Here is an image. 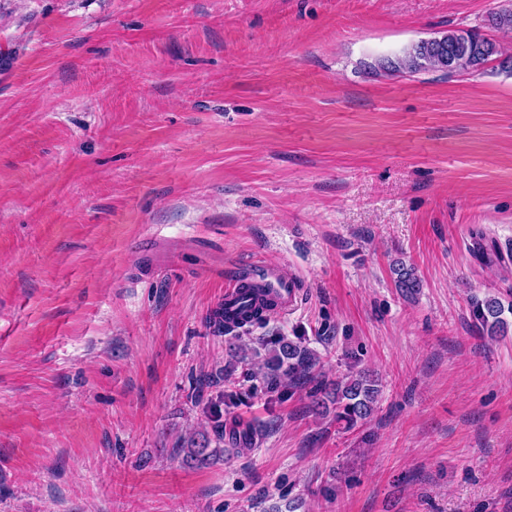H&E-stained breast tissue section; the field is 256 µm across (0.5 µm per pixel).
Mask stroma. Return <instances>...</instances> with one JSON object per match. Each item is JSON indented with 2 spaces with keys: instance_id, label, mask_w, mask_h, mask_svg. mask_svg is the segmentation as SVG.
Returning <instances> with one entry per match:
<instances>
[{
  "instance_id": "stroma-1",
  "label": "stroma",
  "mask_w": 512,
  "mask_h": 512,
  "mask_svg": "<svg viewBox=\"0 0 512 512\" xmlns=\"http://www.w3.org/2000/svg\"><path fill=\"white\" fill-rule=\"evenodd\" d=\"M511 3L0 0V512H512V75L376 67L457 29L512 56ZM256 255L296 306L213 334ZM279 335L311 381L264 383ZM361 371L366 422L310 412ZM217 420L255 445L171 459ZM473 313L490 335H495L498 331L504 329L505 322L500 317L503 313V307L499 300L487 298L477 301L474 305ZM490 319H492L491 322Z\"/></svg>"
}]
</instances>
